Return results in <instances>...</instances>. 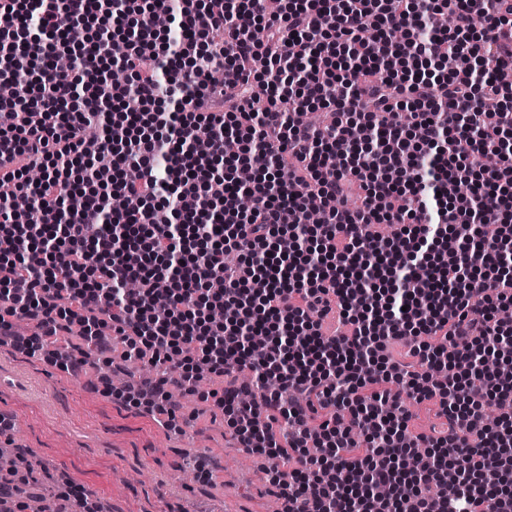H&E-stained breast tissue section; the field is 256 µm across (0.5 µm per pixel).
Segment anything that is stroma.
<instances>
[{"instance_id":"stroma-1","label":"stroma","mask_w":512,"mask_h":512,"mask_svg":"<svg viewBox=\"0 0 512 512\" xmlns=\"http://www.w3.org/2000/svg\"><path fill=\"white\" fill-rule=\"evenodd\" d=\"M0 370V412L16 422L12 443L110 512H269L276 501L263 460L240 448L212 403L193 399V420L178 431L103 395L90 368L64 371L2 343ZM201 458L210 480L192 473Z\"/></svg>"}]
</instances>
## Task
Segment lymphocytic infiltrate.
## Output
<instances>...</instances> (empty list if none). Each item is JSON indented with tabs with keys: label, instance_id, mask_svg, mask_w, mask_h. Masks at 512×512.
Instances as JSON below:
<instances>
[{
	"label": "lymphocytic infiltrate",
	"instance_id": "obj_1",
	"mask_svg": "<svg viewBox=\"0 0 512 512\" xmlns=\"http://www.w3.org/2000/svg\"><path fill=\"white\" fill-rule=\"evenodd\" d=\"M256 2L0 0V184L36 198L0 203V337L221 381L279 512H512V0Z\"/></svg>",
	"mask_w": 512,
	"mask_h": 512
}]
</instances>
